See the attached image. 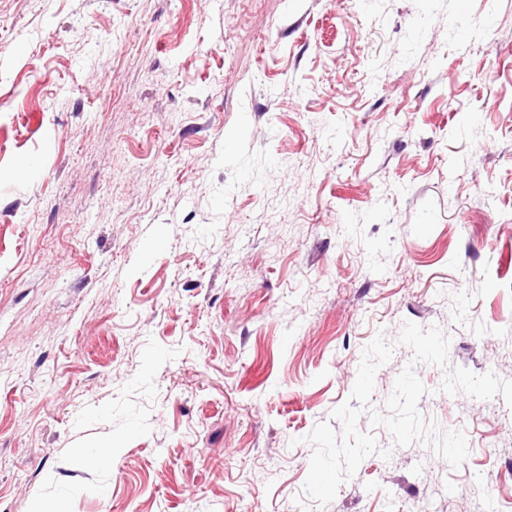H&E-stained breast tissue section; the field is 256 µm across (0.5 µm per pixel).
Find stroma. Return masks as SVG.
Masks as SVG:
<instances>
[{"label": "stroma", "instance_id": "obj_1", "mask_svg": "<svg viewBox=\"0 0 512 512\" xmlns=\"http://www.w3.org/2000/svg\"><path fill=\"white\" fill-rule=\"evenodd\" d=\"M409 322L512 380V0H0V512H512V407L426 364L464 464L364 415L305 495Z\"/></svg>", "mask_w": 512, "mask_h": 512}]
</instances>
